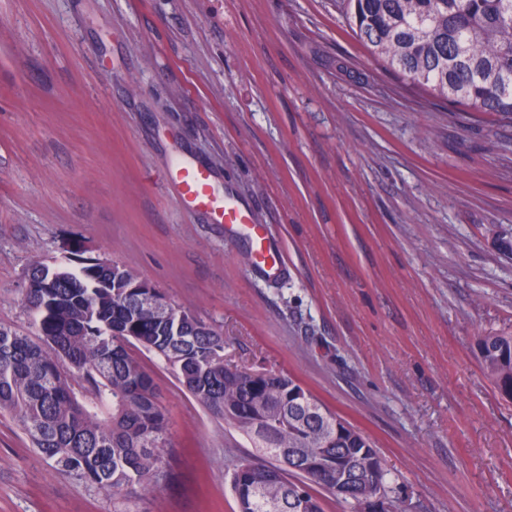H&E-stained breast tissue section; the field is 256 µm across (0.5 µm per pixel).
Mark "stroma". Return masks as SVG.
Segmentation results:
<instances>
[{
	"label": "stroma",
	"instance_id": "obj_1",
	"mask_svg": "<svg viewBox=\"0 0 512 512\" xmlns=\"http://www.w3.org/2000/svg\"><path fill=\"white\" fill-rule=\"evenodd\" d=\"M214 172L287 271L185 208ZM512 125L405 86L347 0H0V324L64 243L222 326L224 357L291 375L367 436L392 512H512V401L476 341L512 333ZM135 357L171 424V480L112 501L0 415V512H237L258 454Z\"/></svg>",
	"mask_w": 512,
	"mask_h": 512
}]
</instances>
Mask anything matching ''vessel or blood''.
I'll list each match as a JSON object with an SVG mask.
<instances>
[{
    "label": "vessel or blood",
    "mask_w": 512,
    "mask_h": 512,
    "mask_svg": "<svg viewBox=\"0 0 512 512\" xmlns=\"http://www.w3.org/2000/svg\"><path fill=\"white\" fill-rule=\"evenodd\" d=\"M170 176L178 186L184 204L209 212L217 223L224 225L228 236L241 233L248 237L250 265L272 277L284 274L285 265L275 252L264 225L255 223L252 212L234 197L215 193L208 168L181 161L171 169Z\"/></svg>",
    "instance_id": "b4317fda"
}]
</instances>
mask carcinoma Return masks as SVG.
<instances>
[{"mask_svg": "<svg viewBox=\"0 0 512 512\" xmlns=\"http://www.w3.org/2000/svg\"><path fill=\"white\" fill-rule=\"evenodd\" d=\"M356 34L411 88L512 121V0H348ZM22 304L32 331L0 325V412L66 476L114 500L140 497L171 477L170 425L152 376L130 347L159 356L213 417L245 436L265 463L232 475L238 512H324L316 485L336 495V467L370 440L336 435L337 415L296 379L224 359V332L169 300L158 314L148 281L76 252L32 263ZM481 368L512 400V334L477 342ZM386 496L385 470L360 471L355 501Z\"/></svg>", "mask_w": 512, "mask_h": 512, "instance_id": "1", "label": "carcinoma"}]
</instances>
